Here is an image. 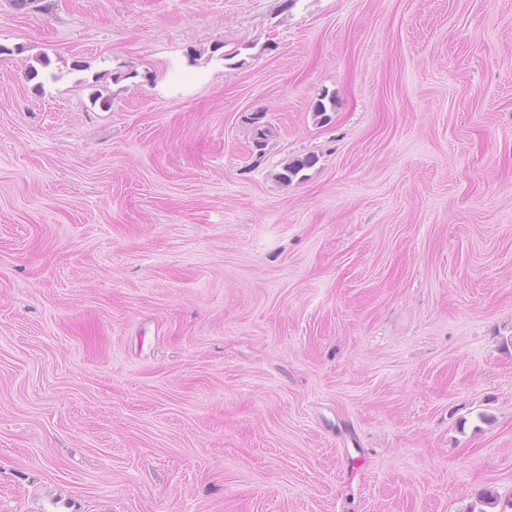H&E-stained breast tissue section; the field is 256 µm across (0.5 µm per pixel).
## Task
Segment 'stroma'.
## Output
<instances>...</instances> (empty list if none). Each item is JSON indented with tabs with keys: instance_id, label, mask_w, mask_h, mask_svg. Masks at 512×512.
Segmentation results:
<instances>
[{
	"instance_id": "stroma-1",
	"label": "stroma",
	"mask_w": 512,
	"mask_h": 512,
	"mask_svg": "<svg viewBox=\"0 0 512 512\" xmlns=\"http://www.w3.org/2000/svg\"><path fill=\"white\" fill-rule=\"evenodd\" d=\"M487 488L512 0H0V512Z\"/></svg>"
}]
</instances>
